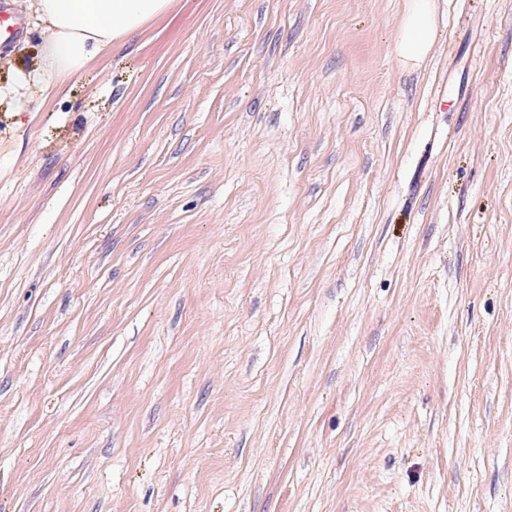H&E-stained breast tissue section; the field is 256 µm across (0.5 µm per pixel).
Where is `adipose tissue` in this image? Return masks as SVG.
Returning a JSON list of instances; mask_svg holds the SVG:
<instances>
[{"mask_svg":"<svg viewBox=\"0 0 512 512\" xmlns=\"http://www.w3.org/2000/svg\"><path fill=\"white\" fill-rule=\"evenodd\" d=\"M172 7L173 0H33L44 35L33 85L50 91L62 78L78 75L106 47L167 16ZM435 38L433 0H410L397 36L401 63L420 65Z\"/></svg>","mask_w":512,"mask_h":512,"instance_id":"ef3b65f1","label":"adipose tissue"}]
</instances>
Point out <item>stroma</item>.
Returning a JSON list of instances; mask_svg holds the SVG:
<instances>
[{"mask_svg": "<svg viewBox=\"0 0 512 512\" xmlns=\"http://www.w3.org/2000/svg\"><path fill=\"white\" fill-rule=\"evenodd\" d=\"M175 0L56 91L0 37V512H512V0ZM397 36V55L406 66L420 65L436 38L433 0H409Z\"/></svg>", "mask_w": 512, "mask_h": 512, "instance_id": "35a3bbf8", "label": "stroma"}]
</instances>
